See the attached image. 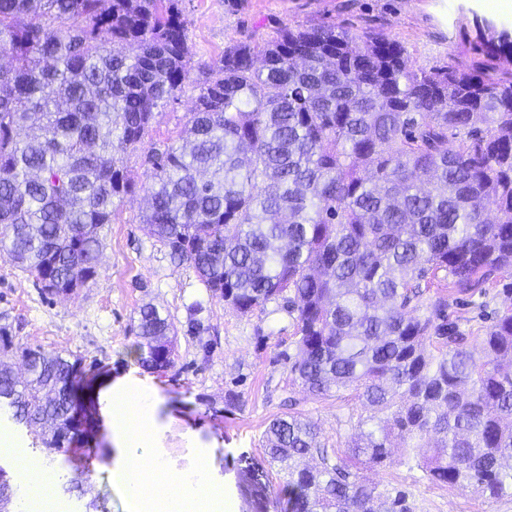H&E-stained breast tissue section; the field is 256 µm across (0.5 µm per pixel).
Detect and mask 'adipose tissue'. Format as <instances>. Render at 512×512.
Wrapping results in <instances>:
<instances>
[{"label": "adipose tissue", "instance_id": "ef3b65f1", "mask_svg": "<svg viewBox=\"0 0 512 512\" xmlns=\"http://www.w3.org/2000/svg\"><path fill=\"white\" fill-rule=\"evenodd\" d=\"M95 396L107 417L110 445L117 452L113 477L138 512H224V489L211 482L206 463L188 473L176 472L159 453L167 425L159 418L155 390L118 378L105 381ZM0 447L25 473L31 502L49 501L54 476L9 440L0 441Z\"/></svg>", "mask_w": 512, "mask_h": 512}]
</instances>
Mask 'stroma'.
I'll return each mask as SVG.
<instances>
[{"instance_id":"stroma-1","label":"stroma","mask_w":512,"mask_h":512,"mask_svg":"<svg viewBox=\"0 0 512 512\" xmlns=\"http://www.w3.org/2000/svg\"><path fill=\"white\" fill-rule=\"evenodd\" d=\"M194 64L220 57L225 47L273 29L331 25L362 34L379 32L402 44L407 64L431 70L448 65L469 69L480 61L477 22L512 31V10L496 0H180ZM197 96L187 82L177 102L159 109L139 150L123 162L136 189L127 195L103 232L98 277L72 296L42 294L27 273L0 258V327L14 345L53 354H78L95 367L96 382L126 376L156 389L162 418L171 422L161 452L170 469L193 471L206 461L209 476L224 488L227 512H276L282 481L268 464L263 434L269 421L286 411L292 391L284 354H295L294 321L276 304L242 315L206 290L192 268L173 262L166 246L145 234L151 169L144 155L175 137L189 118ZM505 281L487 284L484 293L460 297L449 314L469 338L476 361L495 310L504 306ZM150 303L171 316L180 330L174 366L144 370L133 349L138 341V309ZM201 326L192 339L189 319ZM239 396L226 407L228 392ZM298 410L319 428L327 447L345 450L361 408L350 392L331 397L300 395ZM26 448L57 478L52 512H133L113 480L116 451L103 429L84 442L94 453L85 464L78 452L48 453L23 426L0 413V432ZM196 431L193 447L184 437ZM370 480L408 491L416 512H512V497L488 500L470 491L429 483L401 457L368 470ZM79 490H72V483Z\"/></svg>"}]
</instances>
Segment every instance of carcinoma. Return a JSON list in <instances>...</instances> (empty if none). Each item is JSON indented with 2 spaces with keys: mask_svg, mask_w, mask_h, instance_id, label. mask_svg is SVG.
Returning a JSON list of instances; mask_svg holds the SVG:
<instances>
[{
  "mask_svg": "<svg viewBox=\"0 0 512 512\" xmlns=\"http://www.w3.org/2000/svg\"><path fill=\"white\" fill-rule=\"evenodd\" d=\"M478 39L475 68L429 71L334 26L234 43L199 66L185 145L147 154L146 234L240 314L283 303L292 384L350 390L367 412L342 455L299 412L270 421L280 512H415L363 474L396 452L431 483L512 496V283L487 361L448 322L451 295L512 277V35L485 24ZM0 55V256L71 295L133 191L122 154L190 79L186 21L178 0H0ZM441 271L449 292L417 313ZM177 336L141 306L137 362L173 366ZM89 375L81 356L0 335V408L51 452L77 442Z\"/></svg>",
  "mask_w": 512,
  "mask_h": 512,
  "instance_id": "carcinoma-1",
  "label": "carcinoma"
}]
</instances>
